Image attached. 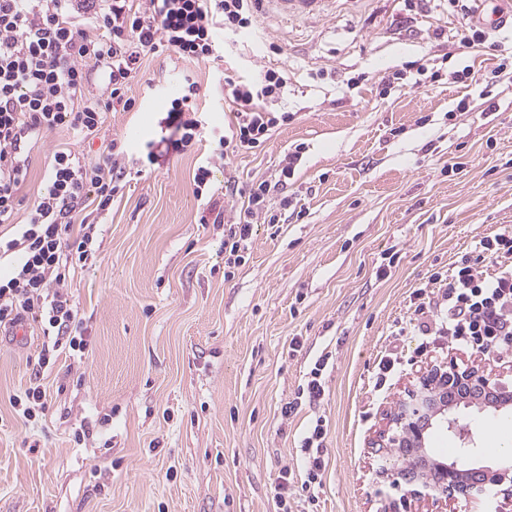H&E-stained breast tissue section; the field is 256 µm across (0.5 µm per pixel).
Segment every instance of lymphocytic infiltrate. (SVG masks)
<instances>
[{
    "label": "lymphocytic infiltrate",
    "mask_w": 512,
    "mask_h": 512,
    "mask_svg": "<svg viewBox=\"0 0 512 512\" xmlns=\"http://www.w3.org/2000/svg\"><path fill=\"white\" fill-rule=\"evenodd\" d=\"M257 0H0V258L13 266L0 276V324L37 314L45 347L35 368L44 373L57 351L84 352L87 339L69 288L76 268L86 265L100 235L98 222H76L87 200L104 213L124 187L128 152L121 141L102 144L98 160L86 163L71 149L55 151L51 188L30 211L14 221L18 192L28 176L24 144L57 126L83 138L97 135L103 114L120 103L132 108L127 92L142 57L167 52L206 63L219 58L222 40L253 25ZM94 27H86V18ZM98 72V91L89 93L88 66ZM230 118L213 127L193 107L196 84L185 79L164 122L171 130L164 152L180 153L209 141L211 153L194 176L193 193L203 200L201 223L224 225L228 267L240 262L253 226L267 214L275 187L286 186L298 153L285 156L276 182H224V201L209 197L212 168L257 151L275 127L288 122V71L264 68L246 79L217 78ZM495 260V273L483 271ZM432 316L418 318L420 335L444 336L472 351L512 352V232L480 240L474 255L452 268ZM325 422L316 419L303 438L306 478L301 485L316 501L325 469Z\"/></svg>",
    "instance_id": "f902f5d3"
}]
</instances>
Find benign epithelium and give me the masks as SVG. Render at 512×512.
Returning <instances> with one entry per match:
<instances>
[{"instance_id": "7a95c632", "label": "benign epithelium", "mask_w": 512, "mask_h": 512, "mask_svg": "<svg viewBox=\"0 0 512 512\" xmlns=\"http://www.w3.org/2000/svg\"><path fill=\"white\" fill-rule=\"evenodd\" d=\"M420 388L397 408L385 413V428L376 445L387 448L401 458L422 461L433 469L434 481L428 489L434 495L436 512H458L460 501H475L487 496V485L497 487L495 496L503 505L512 504V469L489 471L469 465L467 456L445 460L432 456L426 448L432 418L461 403L481 400L498 406L496 400L512 402V389L501 379L475 367L461 368L454 363L448 369L432 367L419 377Z\"/></svg>"}]
</instances>
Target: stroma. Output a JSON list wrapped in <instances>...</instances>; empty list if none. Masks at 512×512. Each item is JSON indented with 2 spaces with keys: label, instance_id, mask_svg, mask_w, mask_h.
Wrapping results in <instances>:
<instances>
[{
  "label": "stroma",
  "instance_id": "1",
  "mask_svg": "<svg viewBox=\"0 0 512 512\" xmlns=\"http://www.w3.org/2000/svg\"><path fill=\"white\" fill-rule=\"evenodd\" d=\"M468 24L448 0L413 10L406 0H334L288 19L262 0L250 31L215 61L147 55L128 90L134 108L104 112L97 138L61 125L31 143L20 223L49 191L58 148L92 161L102 140L118 138L133 155L101 248L71 286L88 347L45 372L48 408L35 419L14 399L41 351L40 322L28 318L22 337L0 334V512H278V478H303L300 442L319 418L327 466L317 512H416L406 462L391 454L379 464L371 444L383 411L424 368L451 359L512 385V356L423 341L411 328L417 291L439 290L433 275L512 231V33L460 54L454 36ZM270 63L288 69L294 118L261 150L214 168L210 193L223 200L226 172L244 185L271 181L288 152L302 157L269 197L275 223L255 225L228 278L224 227L200 223L193 194L208 143L157 165L146 154L169 135L160 119L184 75L220 128L216 74ZM467 67L471 78L454 79ZM325 352L324 397L283 418ZM385 359L395 370L380 385ZM455 415L477 465L506 462L496 444L512 437V405Z\"/></svg>",
  "mask_w": 512,
  "mask_h": 512
}]
</instances>
